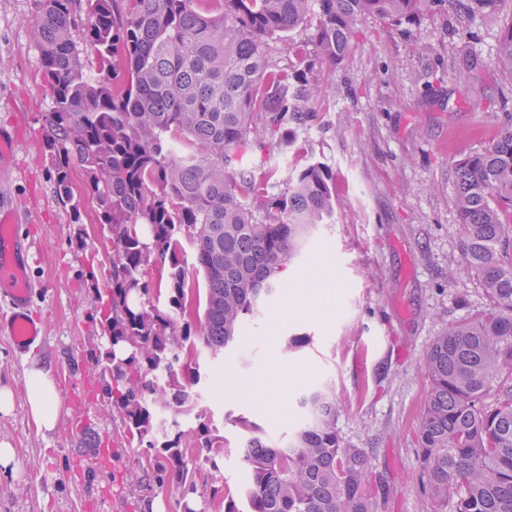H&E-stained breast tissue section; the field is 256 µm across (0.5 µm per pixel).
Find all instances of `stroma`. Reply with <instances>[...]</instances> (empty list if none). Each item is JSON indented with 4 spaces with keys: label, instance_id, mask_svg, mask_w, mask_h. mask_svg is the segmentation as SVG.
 <instances>
[{
    "label": "stroma",
    "instance_id": "1",
    "mask_svg": "<svg viewBox=\"0 0 512 512\" xmlns=\"http://www.w3.org/2000/svg\"><path fill=\"white\" fill-rule=\"evenodd\" d=\"M512 0L458 22L449 6L419 24L363 18L357 47L326 72V97L304 134L328 165L339 205L311 237L288 278L287 304L268 301L249 323L248 343L224 353L223 394L209 399L227 446L220 472L198 465L197 505L214 488L241 497L248 475L239 417L273 441L287 439L298 397L329 385L342 438L371 456L380 512H424L417 440L429 392L422 359L449 323L488 306L476 274L464 272L456 230L455 165L512 121V76L495 69L498 35ZM471 38H462V30ZM474 63L460 83L455 64ZM49 104L31 0H0V206L15 209L34 255L30 310L44 323L39 350L18 354L0 335V386L15 406L0 414V440L15 451L0 469V512H183L180 490L160 483L124 438L98 369L107 347L99 292L112 283V246L90 198L72 223L53 189L43 116ZM308 337L288 353L281 346ZM50 370L60 399L55 430L29 417L25 372ZM266 375L254 397L237 379ZM140 487L130 496L129 485Z\"/></svg>",
    "mask_w": 512,
    "mask_h": 512
}]
</instances>
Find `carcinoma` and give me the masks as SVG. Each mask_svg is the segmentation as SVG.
<instances>
[{
  "label": "carcinoma",
  "mask_w": 512,
  "mask_h": 512,
  "mask_svg": "<svg viewBox=\"0 0 512 512\" xmlns=\"http://www.w3.org/2000/svg\"><path fill=\"white\" fill-rule=\"evenodd\" d=\"M443 0H33L35 31L51 106L45 151L58 199L80 220L71 172L84 173L99 223L112 243V288L102 312L112 347L101 367L128 447L194 492L188 449L221 471L224 437L192 387L194 356L241 344L246 324L284 285L309 238L333 215L328 167L297 145L320 96L319 74L354 50L365 16L415 23ZM460 14L502 0H459ZM98 60L86 72L74 33ZM311 31L292 44L298 64L282 68L268 41ZM314 50L308 49V44ZM496 66L512 74V22L498 37ZM275 146L295 148L279 186ZM260 152L250 168L233 162ZM460 248L489 307L448 325L423 359L430 394L417 440L425 512H512V125L456 168ZM195 263L182 258L183 242ZM166 271L162 311L145 274ZM204 319L175 331L188 304ZM304 417L272 443L250 420L241 449L250 477L242 501L224 512H378L368 489L370 453L343 441L336 397L322 385L299 399ZM197 426L182 429L179 417Z\"/></svg>",
  "instance_id": "1"
}]
</instances>
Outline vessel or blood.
I'll return each instance as SVG.
<instances>
[{"instance_id": "1", "label": "vessel or blood", "mask_w": 512, "mask_h": 512, "mask_svg": "<svg viewBox=\"0 0 512 512\" xmlns=\"http://www.w3.org/2000/svg\"><path fill=\"white\" fill-rule=\"evenodd\" d=\"M18 227L13 212L0 209V302L8 307L0 316V334L8 336L14 349L23 354L42 343L43 329L30 318L32 283L27 248Z\"/></svg>"}]
</instances>
